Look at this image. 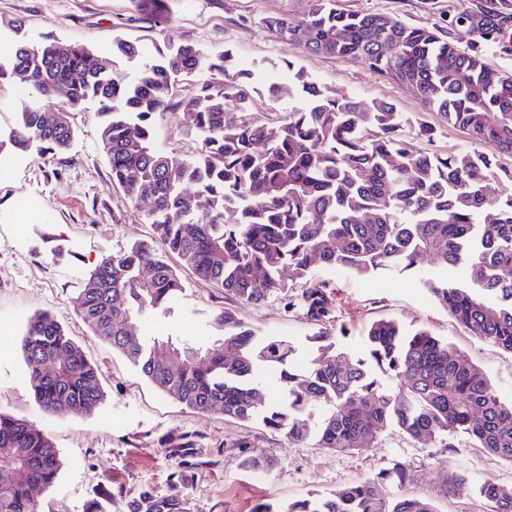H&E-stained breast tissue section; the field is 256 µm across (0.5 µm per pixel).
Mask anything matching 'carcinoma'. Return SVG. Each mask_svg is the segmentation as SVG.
I'll use <instances>...</instances> for the list:
<instances>
[{"label": "carcinoma", "mask_w": 512, "mask_h": 512, "mask_svg": "<svg viewBox=\"0 0 512 512\" xmlns=\"http://www.w3.org/2000/svg\"><path fill=\"white\" fill-rule=\"evenodd\" d=\"M456 22L466 24L468 49L425 26L382 13H345L335 0H312L299 19L270 16L266 28L305 51L360 59L409 86L421 104L464 131L481 149L441 156L401 137L393 104L365 107L314 82L301 69L271 98L297 88L309 98L302 112L273 125L239 122L249 106L250 74L227 51L167 44L146 57L136 41L112 39V56L140 64L133 81L104 68L87 47L48 33L40 42L15 41L0 63V79L15 78L29 98L15 107L10 146L67 151L76 132L67 112L100 104V151L114 186L144 209L149 241L104 257L90 271L76 310L93 334L122 353L161 393L196 412L250 421L292 440L309 434L307 413L323 417L319 446L364 448L391 424L408 436L453 448L462 431L473 446L512 464V403L501 400L483 373L448 342L424 330L376 320L365 334L367 355L336 352L327 326L336 318V290L313 275L317 267L359 277L387 270L418 271L432 257L443 273L468 272V284L438 275L420 278L462 327L512 353V171L497 166L512 155V74L483 61L479 48L512 27V0H463ZM208 74L178 105L190 116L197 154L158 149L155 117L169 107L182 77ZM68 90L67 107L52 99ZM501 186L493 191L491 184ZM205 209L206 224L194 220ZM244 302L288 297L317 331V355L296 371L286 338L259 339L235 312L213 315L211 346L183 339H141L136 320L167 315L183 290L160 251ZM289 270L293 284L281 277ZM27 384L46 413L76 416L104 397L99 370L43 310L26 319L21 337ZM262 369L279 371L280 397L267 399ZM174 461L170 490L143 486L124 512H196L180 487L201 465L187 437L167 449ZM274 457L244 451L241 466L270 470ZM59 450L33 423L0 414V512H37L35 495L62 469ZM377 478L303 500L285 512H436L423 498L389 499ZM479 492L490 512H512V488L488 479Z\"/></svg>", "instance_id": "obj_1"}]
</instances>
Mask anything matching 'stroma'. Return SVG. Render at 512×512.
<instances>
[{"instance_id":"35a3bbf8","label":"stroma","mask_w":512,"mask_h":512,"mask_svg":"<svg viewBox=\"0 0 512 512\" xmlns=\"http://www.w3.org/2000/svg\"><path fill=\"white\" fill-rule=\"evenodd\" d=\"M311 0H165L154 10L150 0H0V43L37 42L52 33L96 51L118 71L132 75L134 64L112 58V39L123 34L145 49L164 44H195L213 52H232L237 68L250 72L251 104L237 111L240 120L287 119L302 109L301 92L278 100L267 94L273 83H290L293 70H304L319 85L369 104L384 100L401 115L402 134L413 139L419 126L432 127L428 151L445 154L472 149L462 131L438 113L425 110L407 88L374 72L365 63L310 54L269 31L264 17L291 19L305 15ZM338 9L383 13L416 26H440L443 35L467 44L466 29L448 11V0H336ZM22 21V30L12 22ZM99 105L89 101L73 111L77 136L71 149L55 155L29 151L14 157L0 172V413L34 422L63 458L56 483L37 496L38 512H86L100 491L112 496V512H122L126 497L148 485L169 488L172 465L167 442L189 436L200 449L201 464L184 488L198 512H254L263 502L281 507L327 494L336 488L379 479L388 497L430 499L437 512H489L479 492L487 479L512 487V464L474 448L465 433L455 450L427 440H412L397 427L380 433L378 442L355 451L319 447L316 438L287 440L254 420L240 422L214 413L194 412L162 396L127 359L95 336L76 311V297L86 275L102 258L150 239L152 228L122 189L112 184L98 146ZM159 149L193 155L197 143L189 116L176 106L157 116ZM167 262L178 268L184 289L169 315H145L139 325L149 336H177L197 343L214 340L212 313L232 309L256 335L291 340L297 367L312 357L313 329L283 295L252 304L183 268L177 255ZM317 279L336 287L337 312L332 334L337 347L363 355L364 334L376 320H394L406 330L423 329L448 341L478 366L501 397L512 401V353L493 346L459 325L416 283L413 276L383 273L360 278L344 270L319 268ZM52 312L66 334L99 366L103 404L81 416L43 412L24 375L20 336L25 317ZM272 454L277 464L264 476L240 465V446ZM409 478H391L394 467ZM464 471L468 482L445 492L446 474Z\"/></svg>"}]
</instances>
